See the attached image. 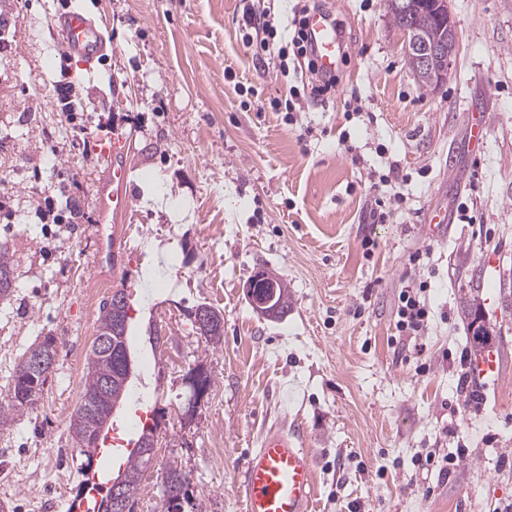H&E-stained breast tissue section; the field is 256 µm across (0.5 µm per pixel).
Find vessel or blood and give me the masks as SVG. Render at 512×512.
Returning a JSON list of instances; mask_svg holds the SVG:
<instances>
[{"mask_svg":"<svg viewBox=\"0 0 512 512\" xmlns=\"http://www.w3.org/2000/svg\"><path fill=\"white\" fill-rule=\"evenodd\" d=\"M308 26L314 38L319 70L335 71L344 52L335 23L326 14L316 12L310 15ZM52 27L68 53L83 59L85 64L94 63L107 50L103 31L81 10L59 14L53 19ZM125 146L123 138H111L106 150L107 172L97 187L95 198L98 249L93 265L104 279L111 278L119 269L126 248L119 231L105 229L112 218L126 214L131 207L129 170L122 161ZM239 480L243 512H312V455L297 435L276 428L268 430L250 453Z\"/></svg>","mask_w":512,"mask_h":512,"instance_id":"b4317fda","label":"vessel or blood"}]
</instances>
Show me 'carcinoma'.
<instances>
[{
    "instance_id": "1",
    "label": "carcinoma",
    "mask_w": 512,
    "mask_h": 512,
    "mask_svg": "<svg viewBox=\"0 0 512 512\" xmlns=\"http://www.w3.org/2000/svg\"><path fill=\"white\" fill-rule=\"evenodd\" d=\"M393 23L401 30L408 26L416 32L426 35L440 29L443 21L437 11L429 5V0H417L416 7L406 16L397 10H390ZM15 280L14 260L9 251L0 247V298L12 292ZM120 318V310L112 306V302L103 305L95 341L90 347L84 382L81 390L80 403L70 416L69 430L79 454L84 457L81 466L88 467L94 462L97 448L93 444L96 427L109 413L110 397L103 389L102 383L116 375V364L112 356L101 349L99 341L107 339L117 345L123 343V332L116 329ZM50 352H57L56 339L51 335L35 340L21 355L16 372L12 375L6 395L0 398V426L7 424L20 411L29 408L42 398L48 373L45 371L29 372L25 363L35 357ZM148 459L138 454L129 453L125 456L122 466L127 475V488L132 496H137L140 482Z\"/></svg>"
}]
</instances>
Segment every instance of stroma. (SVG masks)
Listing matches in <instances>:
<instances>
[{"mask_svg":"<svg viewBox=\"0 0 512 512\" xmlns=\"http://www.w3.org/2000/svg\"><path fill=\"white\" fill-rule=\"evenodd\" d=\"M64 2L0 0L15 23L0 52V172L12 212L0 219V246L15 264L14 291L0 299V393L35 339H59L42 399L0 427V507L69 512L81 479L69 417L100 313L87 296L94 201L115 132L129 141L134 187L118 221L130 244L110 288L131 292L135 354L157 366L135 379L146 402L127 404L117 427L141 409L166 412L137 512H161L158 475L169 463L190 481L185 512H243L238 471L272 428L302 432L313 454V512H494L512 502V0H451L459 51L436 88L418 84L385 0H329L351 40L342 80L292 117L271 102L288 99L294 73L256 61L240 28L245 6L282 17L296 0H83L112 42L90 72L51 27ZM64 64L82 77L88 157L55 110ZM355 99L361 112H348ZM477 112L490 119L480 149L470 136ZM392 162L404 201L388 223H369L373 179ZM62 173L77 181L85 217L40 223V199ZM157 186L160 204L149 199ZM463 204L472 223L459 219ZM440 213L446 224L431 228ZM425 248L423 264H411ZM260 268L288 286L282 318L261 317L244 293ZM411 278L431 283L432 322L417 338L395 329ZM472 288L501 364L466 406L457 386ZM201 304L224 316L219 348L193 325ZM199 362L214 384L186 424L183 378ZM459 448L448 475L416 465Z\"/></svg>","mask_w":512,"mask_h":512,"instance_id":"35a3bbf8","label":"stroma"}]
</instances>
